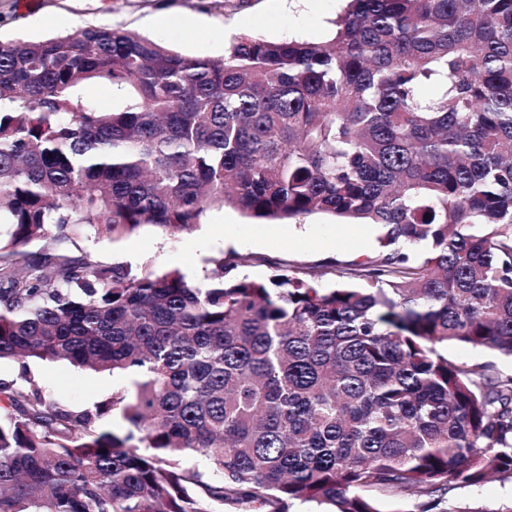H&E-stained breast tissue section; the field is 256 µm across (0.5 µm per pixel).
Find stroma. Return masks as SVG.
Instances as JSON below:
<instances>
[{"instance_id":"35a3bbf8","label":"stroma","mask_w":512,"mask_h":512,"mask_svg":"<svg viewBox=\"0 0 512 512\" xmlns=\"http://www.w3.org/2000/svg\"><path fill=\"white\" fill-rule=\"evenodd\" d=\"M344 0H0V42L42 40L86 26L132 31L181 54L219 60L234 35L269 41L298 37L325 40ZM379 231L373 225L344 224L328 215L264 223L227 207L209 212L191 231L171 234L154 226L93 243L105 265H129L157 272L176 270L203 281L207 261L218 252L249 256L241 274L266 280L275 270L344 263L372 255ZM0 384L19 392L37 386L51 401L81 409L128 388L118 374L102 377L67 362L0 361ZM460 506L498 512L512 503V486L491 479L457 493Z\"/></svg>"}]
</instances>
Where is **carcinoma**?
<instances>
[{
  "mask_svg": "<svg viewBox=\"0 0 512 512\" xmlns=\"http://www.w3.org/2000/svg\"><path fill=\"white\" fill-rule=\"evenodd\" d=\"M334 25L221 61L107 27L0 42V360L131 378L83 409L0 386V512H380L369 489L481 512L454 491L512 483V375L444 352L512 357V0H348ZM226 206L379 246L330 289L52 249ZM85 93L103 112H111L118 108L123 101L120 93L107 83L90 84L85 87Z\"/></svg>",
  "mask_w": 512,
  "mask_h": 512,
  "instance_id": "cac0c4a2",
  "label": "carcinoma"
}]
</instances>
